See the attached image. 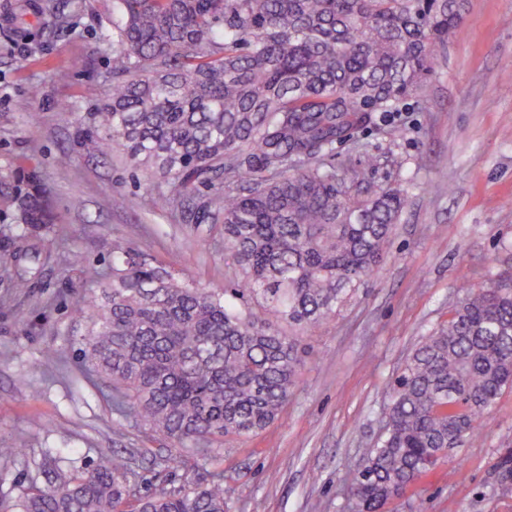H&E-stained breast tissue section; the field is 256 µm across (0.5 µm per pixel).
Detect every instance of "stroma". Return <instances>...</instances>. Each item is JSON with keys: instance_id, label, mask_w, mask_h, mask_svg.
<instances>
[{"instance_id": "obj_1", "label": "stroma", "mask_w": 512, "mask_h": 512, "mask_svg": "<svg viewBox=\"0 0 512 512\" xmlns=\"http://www.w3.org/2000/svg\"><path fill=\"white\" fill-rule=\"evenodd\" d=\"M114 0H30L67 10L69 28L31 23L0 39V174L38 169L56 219L42 272L18 295L0 276V495L76 475L100 453L124 455L138 484L205 477L170 471L169 444L121 424L107 384L88 375L75 342L93 275L112 246L138 249L199 286L236 283L220 225L164 208L167 182L90 138L112 92ZM461 23L419 96L337 145L336 163L407 192L392 253L319 328L280 418L224 443L226 512H350L347 488L385 421V393L424 336L448 320L461 288L512 272V0H458ZM71 157L59 166L60 155ZM54 349L46 362L42 354ZM512 452V391L482 431L385 512H512L497 465Z\"/></svg>"}]
</instances>
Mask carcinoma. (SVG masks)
Returning a JSON list of instances; mask_svg holds the SVG:
<instances>
[{"label":"carcinoma","instance_id":"cac0c4a2","mask_svg":"<svg viewBox=\"0 0 512 512\" xmlns=\"http://www.w3.org/2000/svg\"><path fill=\"white\" fill-rule=\"evenodd\" d=\"M112 25L97 149L168 180L161 205L190 199L194 223L223 225L241 287L200 288L116 245L78 351L120 418L171 443L165 467L184 450L211 462L225 439L278 419L298 335L386 259L404 190L326 159L421 89L458 25L456 0H115ZM53 224L36 169L0 177V271L15 293L39 275ZM507 389L512 275L464 289L390 385L384 430L350 487L355 512H384L466 447ZM498 486L512 495V452ZM0 512H224V471L142 494L126 459L102 453L74 478L1 498Z\"/></svg>","mask_w":512,"mask_h":512}]
</instances>
